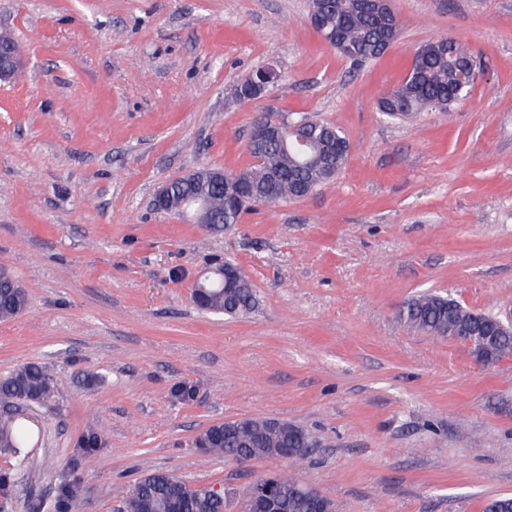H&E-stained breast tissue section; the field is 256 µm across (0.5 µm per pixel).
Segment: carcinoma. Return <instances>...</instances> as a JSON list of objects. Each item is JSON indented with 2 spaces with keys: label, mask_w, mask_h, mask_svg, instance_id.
Segmentation results:
<instances>
[{
  "label": "carcinoma",
  "mask_w": 512,
  "mask_h": 512,
  "mask_svg": "<svg viewBox=\"0 0 512 512\" xmlns=\"http://www.w3.org/2000/svg\"><path fill=\"white\" fill-rule=\"evenodd\" d=\"M325 28L316 29L323 38L328 33L340 35L348 52L344 56L354 64L375 59L385 52L386 41L399 35L400 29L386 30L372 0H337L324 18ZM471 57L469 50L457 40L444 38L430 41L413 54L406 77L379 100L380 112L388 118L400 119L414 112H449L463 98L467 88L461 86L459 73ZM251 166L224 172L220 179L203 168L171 181L167 195L175 201L195 199L210 210L214 224L240 223L244 209L235 205L224 190V180H237L249 189L255 203L277 204L296 201L321 186L332 182L345 168L349 142L333 124L318 118L310 119L284 140L271 138L259 148L249 151ZM29 301L26 289L14 275L0 268V320L13 319L23 313ZM256 304L253 288H238L229 304L218 297L213 305L228 306L227 315L243 316ZM494 315L476 312L443 293H424L408 300L399 312V319L410 329L429 336L452 338L463 326L470 329L475 343L488 341L489 357L495 363L512 355V334L501 335L493 324ZM54 395L51 378L44 367L27 362L0 377V447L25 448L31 430L16 418L17 411L40 403ZM316 446V438L308 431L297 437L271 439L265 444L255 442L244 424L240 430L217 435L207 449L208 455L231 460L238 455L256 458H278L282 449H289L288 463L295 464L308 457ZM305 479L279 474V486L286 501V512H308L302 491ZM179 512H224V498H214L204 489L195 488L181 478L165 471H154L141 477L137 490L123 505V512H171L172 502Z\"/></svg>",
  "instance_id": "1"
}]
</instances>
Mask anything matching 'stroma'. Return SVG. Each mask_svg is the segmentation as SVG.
I'll return each mask as SVG.
<instances>
[{
  "mask_svg": "<svg viewBox=\"0 0 512 512\" xmlns=\"http://www.w3.org/2000/svg\"><path fill=\"white\" fill-rule=\"evenodd\" d=\"M398 40L352 65L308 0H0L25 65L0 82V266L30 295L0 321V375L38 362L55 393L30 447L0 448V512H117L142 474L245 484L193 446L208 424L278 417L316 434L301 476L338 512H483L512 497V356L405 327L425 292L512 310V0H393ZM451 37L483 72L449 112L378 110L416 47ZM274 65L263 96L237 82ZM348 137L308 197L242 223L154 210L165 183L251 164L257 112ZM257 304L231 318L192 287L219 263ZM104 432L106 445L79 447ZM37 471L36 480L28 472Z\"/></svg>",
  "mask_w": 512,
  "mask_h": 512,
  "instance_id": "stroma-1",
  "label": "stroma"
}]
</instances>
